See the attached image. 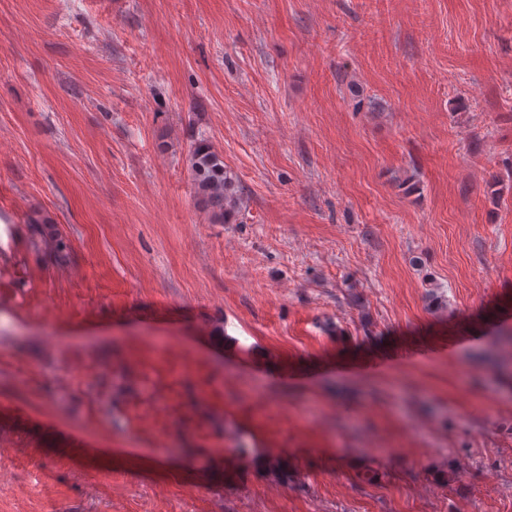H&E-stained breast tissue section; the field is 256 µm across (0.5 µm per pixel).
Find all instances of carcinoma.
<instances>
[{"label":"carcinoma","mask_w":512,"mask_h":512,"mask_svg":"<svg viewBox=\"0 0 512 512\" xmlns=\"http://www.w3.org/2000/svg\"><path fill=\"white\" fill-rule=\"evenodd\" d=\"M190 169L197 195L210 210L215 222L222 224L238 208L233 179L224 170L222 157L204 143L197 144L190 154Z\"/></svg>","instance_id":"1"}]
</instances>
